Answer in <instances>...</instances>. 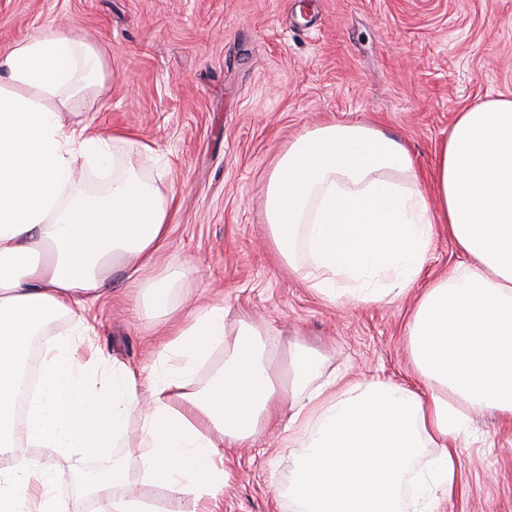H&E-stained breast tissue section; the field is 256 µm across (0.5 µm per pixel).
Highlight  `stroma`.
Instances as JSON below:
<instances>
[{"label": "stroma", "mask_w": 512, "mask_h": 512, "mask_svg": "<svg viewBox=\"0 0 512 512\" xmlns=\"http://www.w3.org/2000/svg\"><path fill=\"white\" fill-rule=\"evenodd\" d=\"M46 29L76 31L103 60L72 122L131 133L117 158L174 193L152 271L176 272L179 299L264 322L277 377L299 342L337 379L422 389L406 327L421 285L464 261L447 230L408 294L332 300L272 245L265 184L304 130L353 121L394 137L430 178L458 112L512 98V0H0L1 51ZM93 315L106 357L153 364L159 318L121 276ZM285 427L270 421L225 449L212 512H290L279 493L291 468ZM458 459L443 512H512L511 421L474 417Z\"/></svg>", "instance_id": "obj_1"}]
</instances>
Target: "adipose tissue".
I'll return each instance as SVG.
<instances>
[{
	"instance_id": "adipose-tissue-1",
	"label": "adipose tissue",
	"mask_w": 512,
	"mask_h": 512,
	"mask_svg": "<svg viewBox=\"0 0 512 512\" xmlns=\"http://www.w3.org/2000/svg\"><path fill=\"white\" fill-rule=\"evenodd\" d=\"M102 60L73 32L48 30L0 53V512H68L60 472L30 447L55 448L80 474L130 417L133 460L113 459L92 491L96 512H152L125 493L132 466L167 487L165 512H204L224 492V449L288 417L292 512H440L457 489V442L472 415L512 420V99L459 112L425 191L411 155L369 125L334 123L291 141L270 172L271 241L309 287L361 304L412 289L437 228L465 258L421 293L408 340L424 392L381 379L322 377L294 345L289 383L271 373L265 329L224 307L188 306L163 330L150 373L106 365L85 314L113 272L153 311L177 308L172 275L145 271L164 244L173 199L129 166L103 193L78 191V163L103 164L115 135L65 121ZM75 318L40 350V389L19 401V365L49 321ZM224 361L202 387L198 367ZM412 485L413 498L403 489Z\"/></svg>"
}]
</instances>
